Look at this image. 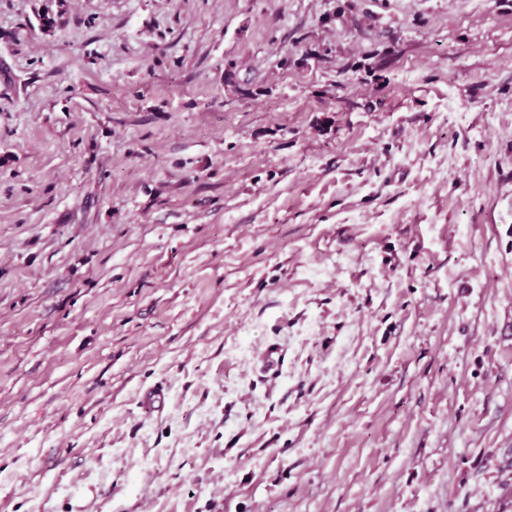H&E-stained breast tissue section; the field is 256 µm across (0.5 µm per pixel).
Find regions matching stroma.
I'll return each instance as SVG.
<instances>
[{
  "instance_id": "35a3bbf8",
  "label": "stroma",
  "mask_w": 512,
  "mask_h": 512,
  "mask_svg": "<svg viewBox=\"0 0 512 512\" xmlns=\"http://www.w3.org/2000/svg\"><path fill=\"white\" fill-rule=\"evenodd\" d=\"M49 3L0 0V512H512V0Z\"/></svg>"
}]
</instances>
